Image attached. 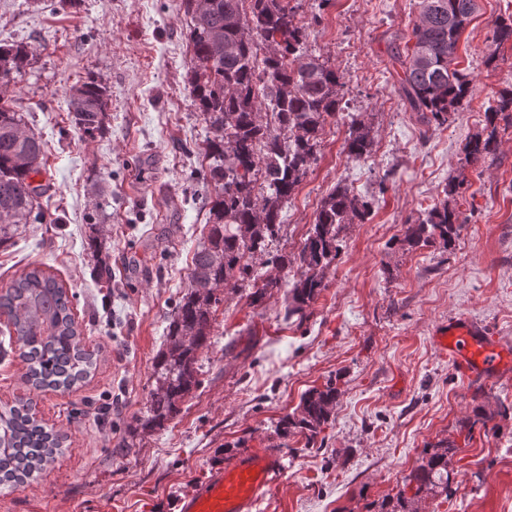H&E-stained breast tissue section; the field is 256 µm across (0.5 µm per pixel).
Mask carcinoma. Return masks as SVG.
Listing matches in <instances>:
<instances>
[{
  "label": "carcinoma",
  "instance_id": "obj_1",
  "mask_svg": "<svg viewBox=\"0 0 512 512\" xmlns=\"http://www.w3.org/2000/svg\"><path fill=\"white\" fill-rule=\"evenodd\" d=\"M418 20L404 47L392 54L402 75L400 89L414 112L439 126L448 122L473 95L471 80L452 67L461 31L476 10V0H420ZM191 16L189 83L193 103L202 112L208 166L204 176L215 186L206 236L192 259L188 290L169 319L165 349L154 361L153 388L143 425L161 428L180 411L179 401L197 384V352L210 340L217 291L248 288L259 301L279 279L266 277L263 264L293 272L291 303L285 319L306 318L305 310L328 287L325 270L339 254V233L346 224H363L371 203L338 185L323 199L315 222L296 254H270L268 245L282 230L284 202L317 159L327 119L338 115L344 97L343 75L328 60L310 53L305 26L295 22L289 0H185ZM512 42V16L500 19L492 42ZM33 56L25 43L0 44V246L10 242L20 224H31L43 185L44 144L5 99L14 75ZM72 125L92 136L105 129L106 88L89 79L68 96ZM512 117V89L499 94L485 112L489 132L471 139L467 159L477 162L496 152L498 116ZM371 126L351 116L345 149L352 160L365 158ZM464 182L452 179L447 199L429 206L406 225L401 246L439 244L447 249L459 215L448 198ZM11 321L8 342H0V360L18 355L26 364L25 383L36 389L69 388L90 376L92 353L82 346L81 330L67 290L38 266L0 292V315ZM338 389L333 381L301 397L296 412L284 416L278 431L294 429L313 448L329 423ZM62 436L36 419L29 401L0 412V485L13 491L39 477L62 450ZM455 444H440L396 486L381 512H417L416 498L448 494L449 457ZM415 485L412 497L406 489Z\"/></svg>",
  "mask_w": 512,
  "mask_h": 512
}]
</instances>
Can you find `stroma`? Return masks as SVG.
<instances>
[{
    "mask_svg": "<svg viewBox=\"0 0 512 512\" xmlns=\"http://www.w3.org/2000/svg\"><path fill=\"white\" fill-rule=\"evenodd\" d=\"M418 2L291 0L308 50L343 74L346 94L269 250L299 252L336 185L372 199V214L342 228L329 286L305 320L283 319L286 271L266 267L282 285L255 304L243 289L221 290L197 386L163 428L138 430L213 194L203 179L208 129L188 83L191 18L183 0H0V42L35 50L10 95L45 142L49 186L43 220L0 247V290L41 266L72 294L84 348L97 359L65 391L24 384L19 358L0 362V410L31 401L38 420L66 437L36 481L0 493V512H181L213 469L249 448L282 458L256 512H380L426 451L448 442L458 447L452 494L425 496L420 512H512V415L496 414L512 406V377L466 382L432 343L436 324L465 314L512 350V123L498 120L494 156L465 159L487 108L512 88V44H491L512 0H477L456 59L474 93L441 127L418 122L388 66ZM91 78L109 98L106 131L95 136L71 124L66 98ZM351 113L372 129L358 161L345 152ZM454 178L466 192L452 248L402 249L405 225ZM101 265L110 280L96 277ZM331 379L339 395L322 445L278 435L302 395ZM478 401L495 417L468 441L459 423Z\"/></svg>",
    "mask_w": 512,
    "mask_h": 512,
    "instance_id": "obj_1",
    "label": "stroma"
}]
</instances>
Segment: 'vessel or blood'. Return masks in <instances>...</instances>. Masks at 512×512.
<instances>
[{"instance_id": "1", "label": "vessel or blood", "mask_w": 512, "mask_h": 512, "mask_svg": "<svg viewBox=\"0 0 512 512\" xmlns=\"http://www.w3.org/2000/svg\"><path fill=\"white\" fill-rule=\"evenodd\" d=\"M439 353L464 379L482 381L511 364L484 327L468 317L441 323L433 331ZM282 467L274 448H251L217 468L191 495L183 512H254Z\"/></svg>"}]
</instances>
